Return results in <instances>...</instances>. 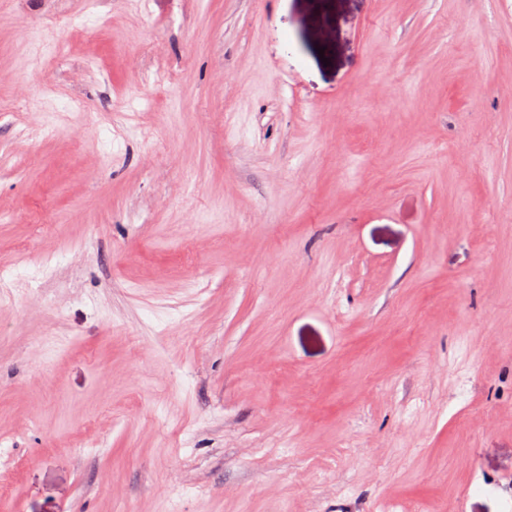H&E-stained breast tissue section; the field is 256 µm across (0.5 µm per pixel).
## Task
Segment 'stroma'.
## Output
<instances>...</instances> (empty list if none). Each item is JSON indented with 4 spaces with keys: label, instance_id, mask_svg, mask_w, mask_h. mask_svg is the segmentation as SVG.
I'll use <instances>...</instances> for the list:
<instances>
[{
    "label": "stroma",
    "instance_id": "stroma-1",
    "mask_svg": "<svg viewBox=\"0 0 512 512\" xmlns=\"http://www.w3.org/2000/svg\"><path fill=\"white\" fill-rule=\"evenodd\" d=\"M0 512H512V0H0Z\"/></svg>",
    "mask_w": 512,
    "mask_h": 512
}]
</instances>
